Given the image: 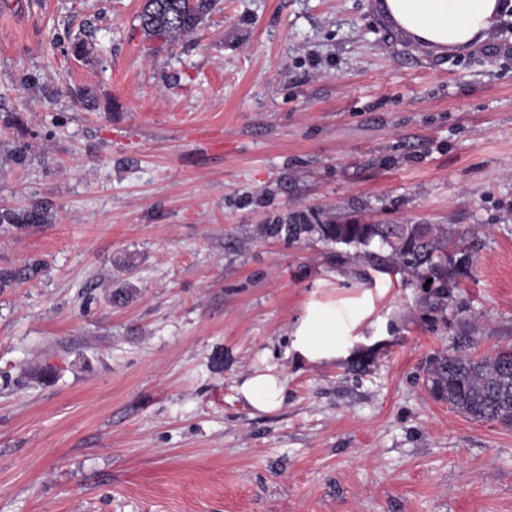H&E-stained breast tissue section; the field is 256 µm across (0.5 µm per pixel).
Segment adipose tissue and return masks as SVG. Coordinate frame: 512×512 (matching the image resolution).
Here are the masks:
<instances>
[{
    "label": "adipose tissue",
    "instance_id": "adipose-tissue-1",
    "mask_svg": "<svg viewBox=\"0 0 512 512\" xmlns=\"http://www.w3.org/2000/svg\"><path fill=\"white\" fill-rule=\"evenodd\" d=\"M395 31L436 54L461 52L484 42L512 0H378ZM372 303L312 297L290 332L288 352L298 361L323 366L350 358L379 337L369 317ZM286 380L273 365L253 369L236 386L239 400L258 413L277 411L285 400Z\"/></svg>",
    "mask_w": 512,
    "mask_h": 512
}]
</instances>
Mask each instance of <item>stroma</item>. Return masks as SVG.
Returning <instances> with one entry per match:
<instances>
[{
    "label": "stroma",
    "instance_id": "obj_1",
    "mask_svg": "<svg viewBox=\"0 0 512 512\" xmlns=\"http://www.w3.org/2000/svg\"><path fill=\"white\" fill-rule=\"evenodd\" d=\"M143 3L0 0V146L27 147L0 207L51 215L0 227V267L48 263L0 291V512H512V428L424 373L512 347V32L435 55L377 0H219L155 51ZM335 219L442 225L468 269L434 309L352 247L257 233ZM315 293L388 321L362 368L289 356ZM265 365L286 398L257 413L236 384Z\"/></svg>",
    "mask_w": 512,
    "mask_h": 512
}]
</instances>
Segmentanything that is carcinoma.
<instances>
[{
  "instance_id": "cac0c4a2",
  "label": "carcinoma",
  "mask_w": 512,
  "mask_h": 512,
  "mask_svg": "<svg viewBox=\"0 0 512 512\" xmlns=\"http://www.w3.org/2000/svg\"><path fill=\"white\" fill-rule=\"evenodd\" d=\"M218 0H145L139 15L145 37L164 45L195 32L215 9ZM48 210L42 206L23 209L0 207V225L25 227L49 224ZM258 232L267 238L298 240L317 235L324 242L356 249L355 257L378 262L384 270H396L415 277L426 286V300L436 307L448 305V292L467 269V259L454 260L448 254L447 233L432 224H261ZM379 241L387 254L366 251ZM47 264L30 262L23 270L0 268V291L21 277H34ZM426 382L438 401L463 416L483 422L495 417H512V348L491 356L475 357L458 350L452 355L435 353L428 361Z\"/></svg>"
}]
</instances>
